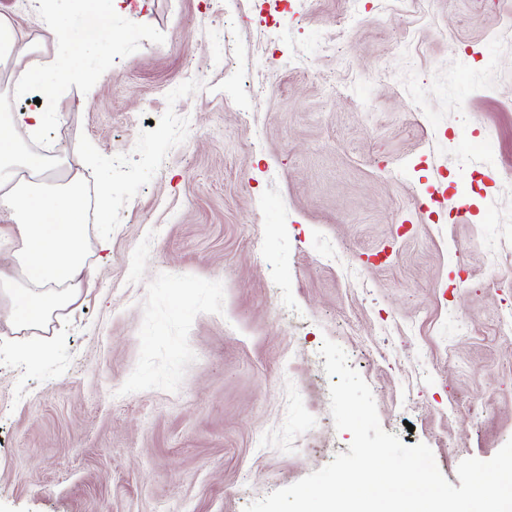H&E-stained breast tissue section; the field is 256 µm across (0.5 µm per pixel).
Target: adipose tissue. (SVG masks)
Segmentation results:
<instances>
[{"instance_id": "obj_1", "label": "adipose tissue", "mask_w": 512, "mask_h": 512, "mask_svg": "<svg viewBox=\"0 0 512 512\" xmlns=\"http://www.w3.org/2000/svg\"><path fill=\"white\" fill-rule=\"evenodd\" d=\"M69 26L63 15L50 18L43 40L53 46L55 59L27 74L48 101L56 96L59 75L78 64ZM54 118L48 107L0 114V207L10 213L9 223L0 225V301L20 332L47 329L91 276L81 178L48 186L46 176L58 159L26 152L20 141L21 131H40Z\"/></svg>"}]
</instances>
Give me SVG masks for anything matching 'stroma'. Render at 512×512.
<instances>
[{
  "mask_svg": "<svg viewBox=\"0 0 512 512\" xmlns=\"http://www.w3.org/2000/svg\"><path fill=\"white\" fill-rule=\"evenodd\" d=\"M62 6L47 152L110 221L39 366L0 318V512H244L348 449L327 339L451 484L512 439V0H264L274 41L232 2ZM1 14L43 65L47 14Z\"/></svg>",
  "mask_w": 512,
  "mask_h": 512,
  "instance_id": "stroma-1",
  "label": "stroma"
}]
</instances>
